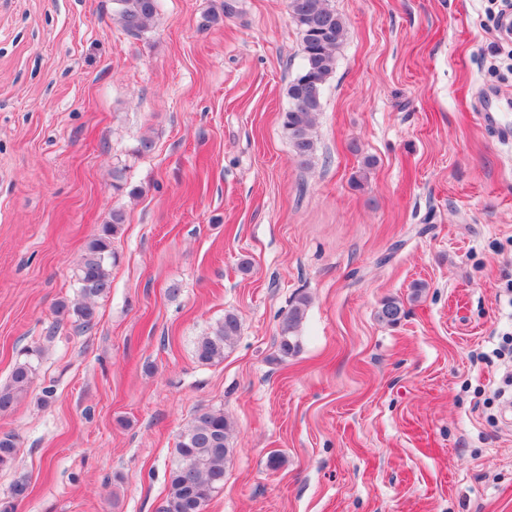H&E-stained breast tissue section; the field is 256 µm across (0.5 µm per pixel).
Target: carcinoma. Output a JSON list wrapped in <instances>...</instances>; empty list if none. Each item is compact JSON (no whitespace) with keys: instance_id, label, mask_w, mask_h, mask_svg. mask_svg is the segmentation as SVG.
<instances>
[{"instance_id":"cac0c4a2","label":"carcinoma","mask_w":512,"mask_h":512,"mask_svg":"<svg viewBox=\"0 0 512 512\" xmlns=\"http://www.w3.org/2000/svg\"><path fill=\"white\" fill-rule=\"evenodd\" d=\"M160 10L159 0H113V19L128 33L138 35L151 28ZM288 12L303 35L302 63L288 83V109L282 126L296 160L307 166L315 152L313 128L323 107L325 85L336 67V51L345 31L344 18L329 0H288ZM126 216L112 209L109 220L100 225L86 244L77 267L79 299L73 304L61 302L57 314L72 319L85 330L92 329L98 313L93 300L107 294L112 286L109 267L112 263V238ZM308 300L301 296L288 309L279 325L278 350L283 356L295 353L299 346V328L305 317ZM377 318L396 324L405 316L403 302L386 298L380 302ZM240 333L237 314L227 311L224 317L199 336L194 345L198 362L215 364ZM35 369L31 362L15 365L8 384L0 386V412L13 408L30 387ZM229 423L221 410L199 408L192 421L180 432L175 459L169 473V492L162 512H205L216 490L224 486L225 465L230 453ZM14 435L0 436V469L13 464L17 456ZM31 493L26 479L14 481L0 499V512H15L17 503Z\"/></svg>"}]
</instances>
